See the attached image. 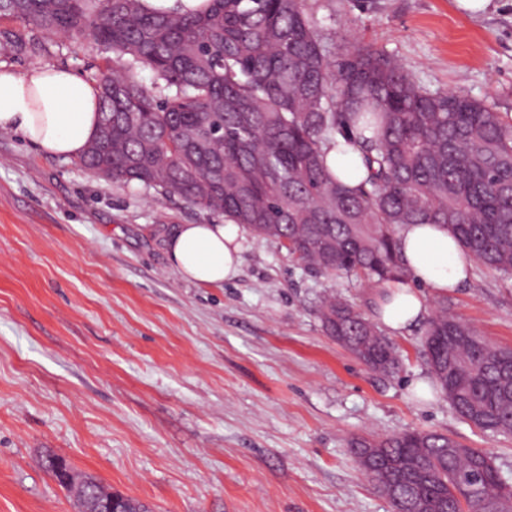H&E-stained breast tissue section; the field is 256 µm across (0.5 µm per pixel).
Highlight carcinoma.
<instances>
[{"instance_id": "cac0c4a2", "label": "carcinoma", "mask_w": 512, "mask_h": 512, "mask_svg": "<svg viewBox=\"0 0 512 512\" xmlns=\"http://www.w3.org/2000/svg\"><path fill=\"white\" fill-rule=\"evenodd\" d=\"M0 48H45L60 33L90 39L124 62L99 69L98 131L78 164L114 183L178 197L260 240L276 241L303 269L327 277L409 278L397 232L444 224L478 264L512 276V119L460 91L432 92L386 53L324 36L307 0H206L181 12L146 0H0ZM147 67L152 85L133 71ZM343 138L366 177L341 182L326 154ZM325 332L373 371L395 373L392 342L353 305L321 301ZM422 351L435 387L476 428L512 434V352L441 305ZM351 451L382 490L397 462L411 480L393 512H512V488L480 448L432 431L355 438ZM44 467L78 512L122 500L60 456Z\"/></svg>"}]
</instances>
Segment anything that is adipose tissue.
Listing matches in <instances>:
<instances>
[{"label": "adipose tissue", "mask_w": 512, "mask_h": 512, "mask_svg": "<svg viewBox=\"0 0 512 512\" xmlns=\"http://www.w3.org/2000/svg\"><path fill=\"white\" fill-rule=\"evenodd\" d=\"M98 105L97 86L67 68L46 65L20 73L0 66V129L20 134L43 154L79 157L96 133ZM244 239L237 224H179L165 248L182 278L219 285L237 275ZM398 239L411 280L383 283L375 300L378 321L394 335L428 315L427 294L459 287L471 268L469 255L443 225L409 224Z\"/></svg>", "instance_id": "obj_1"}]
</instances>
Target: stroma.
<instances>
[{
    "label": "stroma",
    "mask_w": 512,
    "mask_h": 512,
    "mask_svg": "<svg viewBox=\"0 0 512 512\" xmlns=\"http://www.w3.org/2000/svg\"><path fill=\"white\" fill-rule=\"evenodd\" d=\"M323 33L400 60L431 91H462L512 116V0L480 13L460 0H307ZM113 56L51 37L0 51L24 72L89 78ZM221 218L0 134V512H76L42 467L46 453L152 512H391L349 443L407 429L486 450L512 476V435L480 431L440 394L422 326L393 342L400 368L368 369L324 331L319 298L371 314L361 276L302 269L246 236L237 276L183 279L164 249L175 224ZM494 345L512 349V278L472 265L437 297Z\"/></svg>",
    "instance_id": "1"
}]
</instances>
